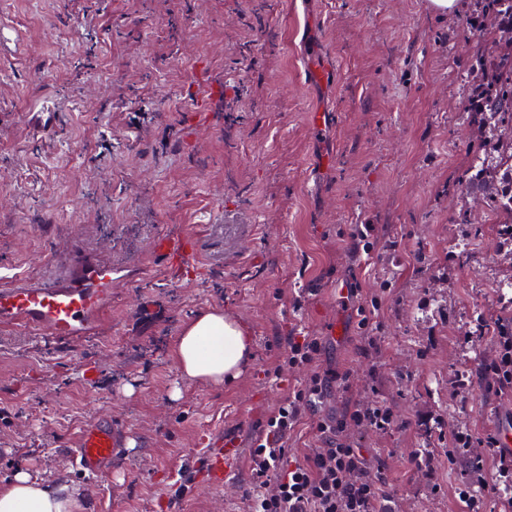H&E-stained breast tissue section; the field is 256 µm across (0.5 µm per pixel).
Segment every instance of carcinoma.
<instances>
[{
	"instance_id": "carcinoma-1",
	"label": "carcinoma",
	"mask_w": 512,
	"mask_h": 512,
	"mask_svg": "<svg viewBox=\"0 0 512 512\" xmlns=\"http://www.w3.org/2000/svg\"><path fill=\"white\" fill-rule=\"evenodd\" d=\"M481 12L497 22V34L480 37L477 59L486 89L481 94L479 111L473 120L482 125H507L512 128V0H481ZM512 162V138L500 143L492 156L474 154L461 184L469 191L477 186L488 188L484 170L501 162Z\"/></svg>"
}]
</instances>
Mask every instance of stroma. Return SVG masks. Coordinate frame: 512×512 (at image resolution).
<instances>
[{"mask_svg": "<svg viewBox=\"0 0 512 512\" xmlns=\"http://www.w3.org/2000/svg\"><path fill=\"white\" fill-rule=\"evenodd\" d=\"M463 2L448 19L429 0H0V264L37 273L76 236L130 268L98 338L0 329V482L65 479L91 489L88 512H243L251 440L304 380L279 365L289 336L320 337L319 371L347 378L323 414L392 410L352 440L396 512H462L459 489L493 481L491 460L448 461L450 433L512 422V394L479 378L512 318V246L459 185L499 144L470 118L493 23ZM48 110L57 126L35 129ZM353 224L378 237L358 261ZM159 237L192 241L194 265L163 263ZM374 295L377 350L356 313ZM213 306L254 358L224 389L171 398V347ZM102 417L130 446L92 479L71 445ZM230 441L218 484L208 451Z\"/></svg>", "mask_w": 512, "mask_h": 512, "instance_id": "35a3bbf8", "label": "stroma"}]
</instances>
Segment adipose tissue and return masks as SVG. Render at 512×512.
I'll return each instance as SVG.
<instances>
[{"instance_id": "adipose-tissue-1", "label": "adipose tissue", "mask_w": 512, "mask_h": 512, "mask_svg": "<svg viewBox=\"0 0 512 512\" xmlns=\"http://www.w3.org/2000/svg\"><path fill=\"white\" fill-rule=\"evenodd\" d=\"M170 357L182 382L220 389L247 369L252 337L223 309L207 308L183 323ZM0 512H87V503L69 483L20 469L0 483Z\"/></svg>"}]
</instances>
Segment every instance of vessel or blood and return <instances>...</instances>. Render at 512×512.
<instances>
[{
	"label": "vessel or blood",
	"instance_id": "b4317fda",
	"mask_svg": "<svg viewBox=\"0 0 512 512\" xmlns=\"http://www.w3.org/2000/svg\"><path fill=\"white\" fill-rule=\"evenodd\" d=\"M158 252L164 262L191 265L193 251L162 239ZM125 266L98 260L76 248L56 274L38 277L0 274V325H15L39 336L83 340L99 335L101 319L112 307V293L120 287ZM126 444L125 429L101 418L83 429L74 451L76 464L89 475L109 466Z\"/></svg>",
	"mask_w": 512,
	"mask_h": 512
}]
</instances>
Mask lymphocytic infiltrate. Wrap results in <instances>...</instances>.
I'll list each match as a JSON object with an SVG mask.
<instances>
[{
	"instance_id": "lymphocytic-infiltrate-1",
	"label": "lymphocytic infiltrate",
	"mask_w": 512,
	"mask_h": 512,
	"mask_svg": "<svg viewBox=\"0 0 512 512\" xmlns=\"http://www.w3.org/2000/svg\"><path fill=\"white\" fill-rule=\"evenodd\" d=\"M498 354L483 368L495 393L512 392V321L497 330ZM322 342L316 336L289 338L281 355L282 365L303 370L305 379L268 417L251 442V489L248 512H394L393 493L383 476L371 473L370 461L350 438L351 433L383 430L393 422L390 408L381 403L357 404L342 419L322 415L321 405L336 374L320 372ZM310 416L323 446L305 462L289 464L288 437L303 416ZM451 445L479 446L481 456L496 463L495 482L512 485V451L499 448L494 436L474 443L470 434L454 433ZM276 482H268L270 471Z\"/></svg>"
}]
</instances>
